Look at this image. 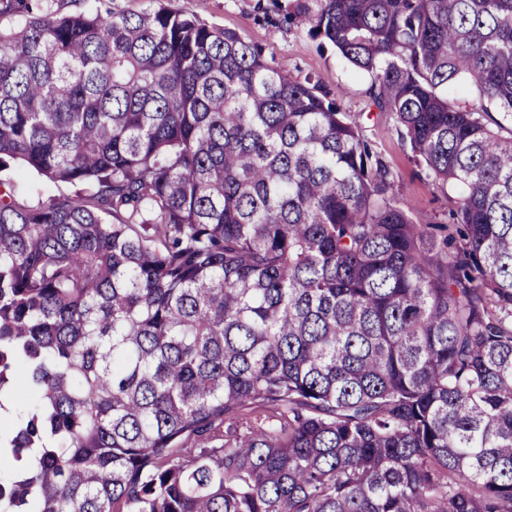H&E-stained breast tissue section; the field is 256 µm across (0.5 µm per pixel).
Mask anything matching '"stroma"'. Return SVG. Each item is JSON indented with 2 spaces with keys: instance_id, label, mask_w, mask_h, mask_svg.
<instances>
[{
  "instance_id": "35a3bbf8",
  "label": "stroma",
  "mask_w": 512,
  "mask_h": 512,
  "mask_svg": "<svg viewBox=\"0 0 512 512\" xmlns=\"http://www.w3.org/2000/svg\"><path fill=\"white\" fill-rule=\"evenodd\" d=\"M40 11L58 14L137 13L150 0H31ZM173 10L188 8L208 24L235 30L261 48L263 57L295 80L318 82L343 111L362 115V135L389 164L400 194L419 219L447 222L452 207L448 189L427 178L409 159L410 151L390 112L377 109L370 96V77L352 67L336 50L311 31L310 18L322 0H164ZM11 180L18 202L35 206L49 198L74 195L76 187L54 182L32 170L9 166L0 179Z\"/></svg>"
}]
</instances>
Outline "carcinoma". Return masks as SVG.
I'll list each match as a JSON object with an SVG mask.
<instances>
[{"label":"carcinoma","instance_id":"cac0c4a2","mask_svg":"<svg viewBox=\"0 0 512 512\" xmlns=\"http://www.w3.org/2000/svg\"><path fill=\"white\" fill-rule=\"evenodd\" d=\"M0 31V512H512V0H323L414 218L310 82L189 9ZM475 91L460 106L454 98ZM10 179L15 186L17 201L24 206H35L51 197L75 195L81 192V187L70 184L53 182L33 170L20 171L15 165L0 170V179Z\"/></svg>","mask_w":512,"mask_h":512}]
</instances>
